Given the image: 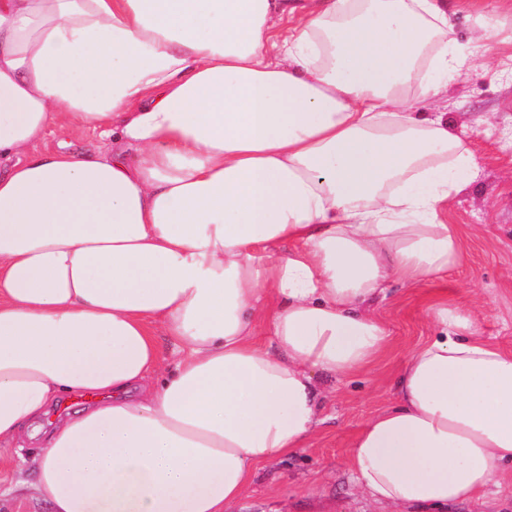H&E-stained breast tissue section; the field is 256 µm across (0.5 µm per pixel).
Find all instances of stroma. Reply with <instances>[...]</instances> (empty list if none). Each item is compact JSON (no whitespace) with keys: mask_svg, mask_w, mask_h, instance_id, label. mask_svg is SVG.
<instances>
[{"mask_svg":"<svg viewBox=\"0 0 512 512\" xmlns=\"http://www.w3.org/2000/svg\"><path fill=\"white\" fill-rule=\"evenodd\" d=\"M497 26L491 50L474 42L484 20ZM449 36L468 64L442 95L448 122L465 130L474 179L439 214L465 232L447 279L394 285L375 314L389 345L371 369L328 381L324 423L307 448L261 467L231 512H389L352 482L349 445L365 422L396 401L395 379L411 351L435 332L425 305L436 291L474 308L479 331L512 352V0H450ZM493 115L492 124L483 116ZM35 442L0 447V512H48L33 494Z\"/></svg>","mask_w":512,"mask_h":512,"instance_id":"35a3bbf8","label":"stroma"}]
</instances>
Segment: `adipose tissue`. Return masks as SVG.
Instances as JSON below:
<instances>
[{
  "mask_svg": "<svg viewBox=\"0 0 512 512\" xmlns=\"http://www.w3.org/2000/svg\"><path fill=\"white\" fill-rule=\"evenodd\" d=\"M447 34L445 0H0V445L97 397L41 440L51 512H229L307 446L321 378L376 365L374 305L462 255L437 217L473 158L413 111L468 62ZM90 130L115 154L77 152ZM427 313L350 445L394 512L512 470V353ZM94 401L86 400L77 394H66L62 396L49 411V415L43 419L44 429L50 428L57 421L63 419L68 413L79 407H86ZM51 422V423H50Z\"/></svg>",
  "mask_w": 512,
  "mask_h": 512,
  "instance_id": "adipose-tissue-1",
  "label": "adipose tissue"
}]
</instances>
